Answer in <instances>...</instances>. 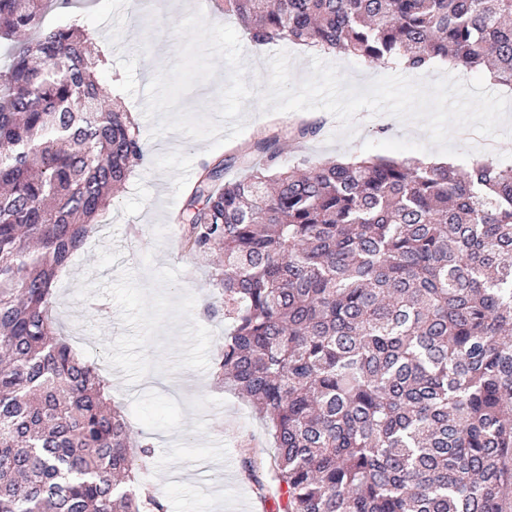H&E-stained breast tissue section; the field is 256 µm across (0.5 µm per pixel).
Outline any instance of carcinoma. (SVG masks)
Instances as JSON below:
<instances>
[{
	"label": "carcinoma",
	"mask_w": 512,
	"mask_h": 512,
	"mask_svg": "<svg viewBox=\"0 0 512 512\" xmlns=\"http://www.w3.org/2000/svg\"><path fill=\"white\" fill-rule=\"evenodd\" d=\"M52 0H0V512H166L100 369L57 335L58 273L146 154L104 59ZM251 41L370 64L437 60L512 85V0H224ZM314 124L287 125L302 140ZM281 135L218 186L183 246L222 254L218 381L275 443L277 512H512V167L280 163ZM241 467L264 498L251 449Z\"/></svg>",
	"instance_id": "obj_1"
}]
</instances>
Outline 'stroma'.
Instances as JSON below:
<instances>
[{
    "instance_id": "obj_1",
    "label": "stroma",
    "mask_w": 512,
    "mask_h": 512,
    "mask_svg": "<svg viewBox=\"0 0 512 512\" xmlns=\"http://www.w3.org/2000/svg\"><path fill=\"white\" fill-rule=\"evenodd\" d=\"M188 2L190 9L203 10L209 23L239 31L248 85L266 89L268 59L280 51L292 57L294 80L308 76L311 54L301 46L256 45L239 20L225 14L224 0ZM185 11L164 0H149L136 11L128 0H73L71 7L44 17L47 26L77 21L95 36L94 49L107 60L100 84L134 113L148 150L135 178L60 272L50 314L60 335L108 377L112 404L125 414L133 442L150 441L154 453L147 479L167 512H273V502L260 501L244 478L240 451L254 450L266 478L274 442L250 404L213 376V359L230 323L220 313L205 315L207 304L220 298L211 279L214 264L184 250L177 217L201 163L240 156L261 132L271 134L299 120L318 125L316 136L281 139L285 165L303 158L351 161L363 157L364 142H424L428 135L416 123L363 110L354 119L355 136L346 140L328 112L265 114L251 98L244 103V132L216 149L178 133L152 137L143 113L145 88L175 63L174 28ZM452 142L457 153L448 163L456 168L484 159L512 165V136L492 143L457 131ZM466 149L470 157L459 158Z\"/></svg>"
}]
</instances>
